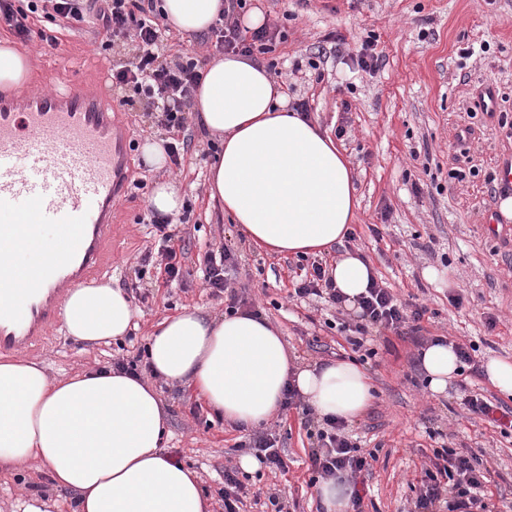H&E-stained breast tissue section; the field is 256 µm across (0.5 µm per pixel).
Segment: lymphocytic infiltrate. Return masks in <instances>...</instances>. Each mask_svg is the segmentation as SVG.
Instances as JSON below:
<instances>
[{
	"instance_id": "obj_1",
	"label": "lymphocytic infiltrate",
	"mask_w": 512,
	"mask_h": 512,
	"mask_svg": "<svg viewBox=\"0 0 512 512\" xmlns=\"http://www.w3.org/2000/svg\"><path fill=\"white\" fill-rule=\"evenodd\" d=\"M226 6L210 28L217 49L244 56L266 54L280 38L278 29L264 26L251 31L242 28L240 15L246 0H225ZM46 20L67 29L73 24L103 22L112 43L133 44L130 60L111 73L112 86L148 100L159 125L166 131L165 150L174 166H182L187 147L185 131L189 122L193 92L199 86L203 66L201 60L182 50L172 49L169 27L158 21L155 0H27L26 6H15L13 0H0V21L20 40H29L36 21ZM187 216L152 215L150 222L163 247L153 269L164 284L182 282L185 278L182 259L185 246L175 232L174 223H187ZM205 283L212 296H226L229 309L246 302L236 289L230 288L227 274L238 258L227 248L207 252ZM146 267L134 269L136 283H143ZM360 323L355 326L352 344L362 348V334L368 328H383L402 333L408 324L419 322L427 313L425 305L398 301L389 288L371 283L359 299ZM319 444L308 454L310 469L326 478L346 471L357 478L368 475L371 463L361 454L345 432L343 422L330 419L318 433ZM484 475L471 459L455 451L436 454L425 469L422 488L413 503L412 512H489L488 505L476 494L483 486Z\"/></svg>"
}]
</instances>
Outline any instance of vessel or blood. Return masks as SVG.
Masks as SVG:
<instances>
[{
  "instance_id": "1",
  "label": "vessel or blood",
  "mask_w": 512,
  "mask_h": 512,
  "mask_svg": "<svg viewBox=\"0 0 512 512\" xmlns=\"http://www.w3.org/2000/svg\"><path fill=\"white\" fill-rule=\"evenodd\" d=\"M127 139L111 106L86 85L0 97V252L50 225L71 257L0 280V355L44 344L69 289L102 273L112 205L128 184Z\"/></svg>"
}]
</instances>
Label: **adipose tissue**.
Masks as SVG:
<instances>
[{
    "mask_svg": "<svg viewBox=\"0 0 512 512\" xmlns=\"http://www.w3.org/2000/svg\"><path fill=\"white\" fill-rule=\"evenodd\" d=\"M159 6L174 30L197 33L215 22L224 0ZM195 109L224 145L210 168V196L250 242L296 257L343 243L358 208L350 164L328 131L288 109L262 66L231 54L212 60ZM329 274L354 307L374 272L359 253L346 251ZM134 315L127 295L103 281L69 291L64 328L92 349L127 336ZM146 353L155 375L188 383L238 427L270 419L290 387L320 417L349 423L372 401L363 367L337 359L300 366L278 329L252 312L209 319L182 308L158 323ZM421 361L435 393L447 390L461 366L445 342L429 345ZM167 427L160 398L144 379L110 368L53 381L37 363L0 361V463L38 461L57 487L78 493L75 512H209L196 475L165 454Z\"/></svg>",
    "mask_w": 512,
    "mask_h": 512,
    "instance_id": "ef3b65f1",
    "label": "adipose tissue"
}]
</instances>
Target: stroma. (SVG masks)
I'll use <instances>...</instances> for the list:
<instances>
[{"label":"stroma","instance_id":"stroma-1","mask_svg":"<svg viewBox=\"0 0 512 512\" xmlns=\"http://www.w3.org/2000/svg\"><path fill=\"white\" fill-rule=\"evenodd\" d=\"M261 5L269 25L285 34L283 43L259 56L275 64V81L288 88L289 101L308 100L310 118L335 134L353 170L359 201L352 240L372 263L379 282L401 300L416 296L428 312L419 336L385 331L371 343L374 356L354 350L350 340L357 317L322 299L296 300L298 276L308 257L267 253L252 245L220 204L210 198L206 151L211 138L190 119L189 149L182 168L149 169L141 147L161 140L151 104L123 103L134 147L127 152L130 185L112 227L110 262L103 279L131 292L133 268L156 255L161 242L148 224L147 198L155 182L171 179L192 211L180 231L186 240L185 281L149 289L134 301L136 326L123 340L85 348L63 326L51 330L26 358L56 380L74 372L112 365L142 351L156 323L182 308L206 314L225 310L223 299L205 285L203 257L225 246L240 255L231 284L244 289L247 308L278 327L289 354L300 364L355 360L371 377L374 400L348 432L363 451L374 453L364 512H409L419 492L422 470L436 450L449 448L482 462L489 470L485 502L492 512H512V433L471 416L466 400L480 394L500 400L484 374L463 371L447 393L431 394L416 363L420 338L444 336L473 346L475 362L512 360V223L502 222L501 194L494 178L498 160L512 153V0H247ZM381 58L377 70L358 68L363 43ZM31 61L29 85L37 91L74 82L107 79L129 56L110 45L102 26L81 24L63 31L58 45L39 39L21 45ZM498 87V118L479 104L487 79ZM452 274L454 288H440L425 270ZM460 304H453L451 296ZM170 412L168 455L195 472L210 499V512H223L219 495L224 469L245 455L250 431L232 428L212 415L183 384L155 380ZM319 421L301 409H285L260 425L276 439L287 473L268 468L240 474L250 490L278 487L297 512H322L315 495L308 452L316 447ZM59 507H73V492L54 486L36 461L0 469V512H14L19 490Z\"/></svg>","mask_w":512,"mask_h":512}]
</instances>
